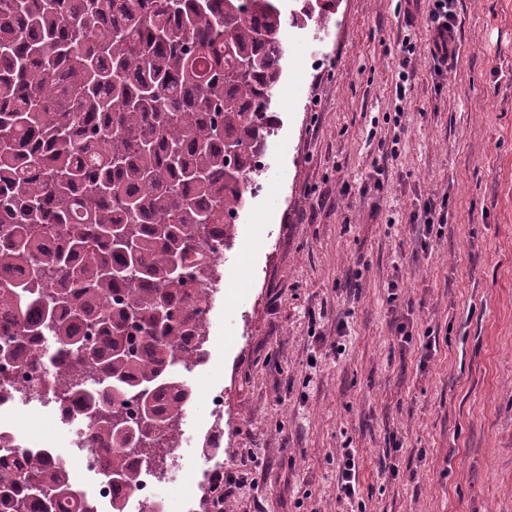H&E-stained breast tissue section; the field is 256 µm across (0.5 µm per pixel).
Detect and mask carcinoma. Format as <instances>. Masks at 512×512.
I'll return each instance as SVG.
<instances>
[{
    "label": "carcinoma",
    "instance_id": "obj_1",
    "mask_svg": "<svg viewBox=\"0 0 512 512\" xmlns=\"http://www.w3.org/2000/svg\"><path fill=\"white\" fill-rule=\"evenodd\" d=\"M284 24L277 0H0V361L44 338L111 512L180 441L205 358L186 340L263 175ZM65 501L99 512L67 458L0 457V512Z\"/></svg>",
    "mask_w": 512,
    "mask_h": 512
}]
</instances>
